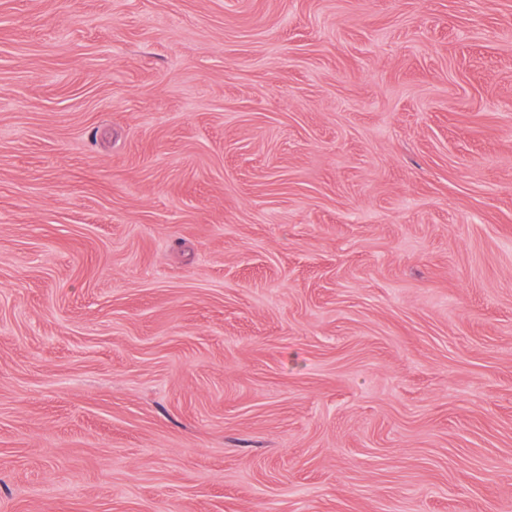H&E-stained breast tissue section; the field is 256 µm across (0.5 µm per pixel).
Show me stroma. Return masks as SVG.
<instances>
[{
    "label": "stroma",
    "instance_id": "obj_1",
    "mask_svg": "<svg viewBox=\"0 0 512 512\" xmlns=\"http://www.w3.org/2000/svg\"><path fill=\"white\" fill-rule=\"evenodd\" d=\"M0 512H512V0H0Z\"/></svg>",
    "mask_w": 512,
    "mask_h": 512
}]
</instances>
